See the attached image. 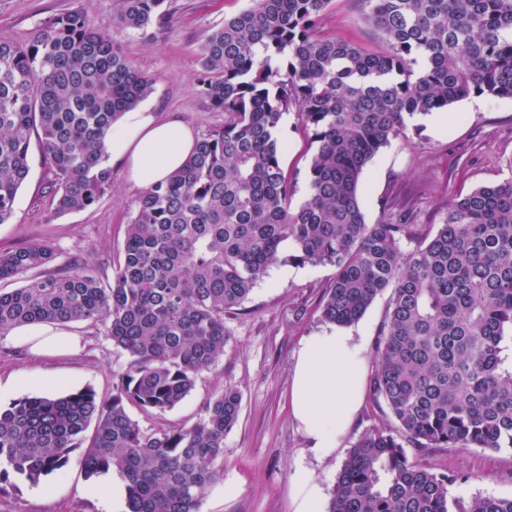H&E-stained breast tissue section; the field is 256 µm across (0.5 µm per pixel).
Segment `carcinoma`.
Returning a JSON list of instances; mask_svg holds the SVG:
<instances>
[{"label":"carcinoma","mask_w":512,"mask_h":512,"mask_svg":"<svg viewBox=\"0 0 512 512\" xmlns=\"http://www.w3.org/2000/svg\"><path fill=\"white\" fill-rule=\"evenodd\" d=\"M200 47L199 92L224 125L139 197L104 281L46 242L0 251V335L54 321L101 324L130 362L112 394L86 387L0 408V494L61 472L82 448L87 478L112 470L128 512H200L223 477L241 395L225 387L190 426L153 432L129 415L174 408L224 355V313L276 265H330L322 317L360 320L391 290L370 382L393 423L354 443L327 512H512V497L450 494L456 477L407 449L512 448V176L448 201L444 222L405 252L412 225L366 222L359 188L406 120L470 95L512 98V0H360L381 46L325 33L333 0H253ZM165 0H115L113 34L92 0L25 42L0 41V224H10L37 136L58 214L112 185L104 136L153 90L115 35L165 16ZM316 149L306 199L281 164L291 108ZM288 251H283V246ZM94 426L91 437L85 432Z\"/></svg>","instance_id":"1"}]
</instances>
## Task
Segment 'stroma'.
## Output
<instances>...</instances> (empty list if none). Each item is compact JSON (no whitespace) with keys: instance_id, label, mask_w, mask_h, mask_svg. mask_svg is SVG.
<instances>
[{"instance_id":"obj_1","label":"stroma","mask_w":512,"mask_h":512,"mask_svg":"<svg viewBox=\"0 0 512 512\" xmlns=\"http://www.w3.org/2000/svg\"><path fill=\"white\" fill-rule=\"evenodd\" d=\"M253 0H166V16L144 31L119 36L124 53L153 80L145 106L173 114L195 134L222 126L224 114L198 92L199 49L212 31ZM80 0H0V40H29L48 18L76 9ZM322 27L338 37L374 48L376 32L367 24L360 0H335ZM279 141L285 143L283 166L302 202L308 183L307 161L315 150L296 112L284 114ZM30 174L16 199L13 223L0 224V250L37 241L55 246L58 262L81 254L99 275L112 274L126 226L141 188L127 182L120 166L112 168V186L94 206L55 214L47 185L49 164L38 142L29 149ZM512 175V99L473 95L447 110L408 121L404 137L393 140L368 165L360 184L367 223L383 214L403 217L414 227L403 239L413 250L426 227L443 223L450 198ZM335 270L328 265L294 267L283 275L270 268L249 299L225 314L230 336L215 367L202 374L192 392L164 412L129 413L141 428L158 430L194 423L215 393L231 386L241 397L237 423L224 437V478L205 493L201 512H294L291 476L296 467L311 470L325 491H332L350 449L368 429L391 423L384 403L364 397L354 424L330 454L312 448L290 410V375L303 337L326 325L322 305ZM86 344L76 355L34 358L18 337L0 335V406L23 397H55L92 387L111 392L128 355L113 346L104 327L74 323ZM432 467L461 475L452 495L512 497V449L433 448L423 452ZM42 494L30 483L0 495V512H104L89 496L81 453L66 471L42 480Z\"/></svg>"}]
</instances>
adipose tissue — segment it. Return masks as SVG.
Listing matches in <instances>:
<instances>
[{
  "mask_svg": "<svg viewBox=\"0 0 512 512\" xmlns=\"http://www.w3.org/2000/svg\"><path fill=\"white\" fill-rule=\"evenodd\" d=\"M197 137L180 118L158 117L135 108L116 122L104 151L123 165L128 182L147 187L167 179L193 153ZM33 352L58 354L79 348L75 332L55 323L16 328ZM365 348L347 327L333 324L305 337L291 378V407L315 448L328 454L338 448L364 398Z\"/></svg>",
  "mask_w": 512,
  "mask_h": 512,
  "instance_id": "obj_1",
  "label": "adipose tissue"
}]
</instances>
